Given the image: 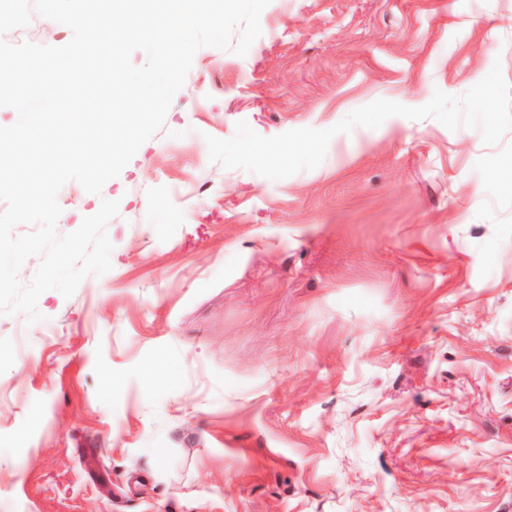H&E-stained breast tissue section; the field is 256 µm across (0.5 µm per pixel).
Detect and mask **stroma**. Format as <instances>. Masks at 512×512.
Returning <instances> with one entry per match:
<instances>
[{
    "instance_id": "stroma-1",
    "label": "stroma",
    "mask_w": 512,
    "mask_h": 512,
    "mask_svg": "<svg viewBox=\"0 0 512 512\" xmlns=\"http://www.w3.org/2000/svg\"><path fill=\"white\" fill-rule=\"evenodd\" d=\"M260 24L100 194L59 191L62 235L118 201L112 268L0 315V512H512V131L393 116L277 181L205 141L512 84V0Z\"/></svg>"
}]
</instances>
